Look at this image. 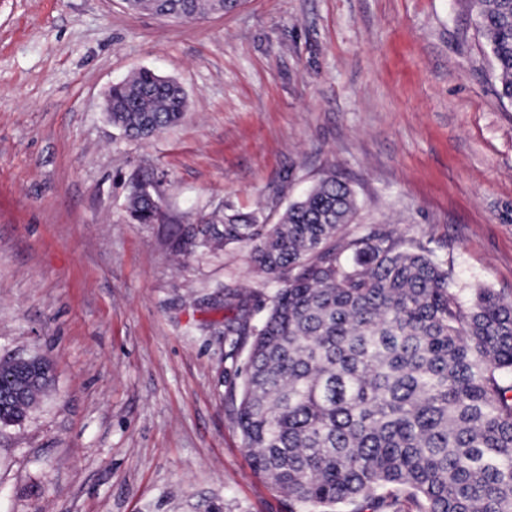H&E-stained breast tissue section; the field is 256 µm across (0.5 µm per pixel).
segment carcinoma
I'll use <instances>...</instances> for the list:
<instances>
[{"instance_id":"cac0c4a2","label":"carcinoma","mask_w":512,"mask_h":512,"mask_svg":"<svg viewBox=\"0 0 512 512\" xmlns=\"http://www.w3.org/2000/svg\"><path fill=\"white\" fill-rule=\"evenodd\" d=\"M499 96L512 101V3L473 0ZM177 18L228 11L227 0H127ZM112 125L147 139L177 124L186 94L147 68L112 85ZM134 220L157 214L128 197ZM357 202L330 174L275 224L232 208L181 241L192 252L252 245L257 272L283 283L258 325L248 298L224 335L251 339L236 424L254 470L290 512H512V298L477 288L468 300L447 265L384 229L344 239ZM0 427L21 424L54 382L0 359Z\"/></svg>"}]
</instances>
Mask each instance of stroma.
Masks as SVG:
<instances>
[{
	"label": "stroma",
	"mask_w": 512,
	"mask_h": 512,
	"mask_svg": "<svg viewBox=\"0 0 512 512\" xmlns=\"http://www.w3.org/2000/svg\"><path fill=\"white\" fill-rule=\"evenodd\" d=\"M179 82L182 120L112 127L113 83ZM465 0H242L177 23L124 0H0V357L47 358L51 391L0 429V512H290L254 473L220 288L269 299L250 245L179 249L232 207L276 223L325 172L344 234L389 228L470 298L512 297V103ZM157 186L162 216L127 210ZM128 196V209L134 220L140 224H150L156 214L159 216V207L153 193V184L148 181H137L133 183ZM144 196L145 198L138 197ZM157 209V210H156Z\"/></svg>",
	"instance_id": "35a3bbf8"
}]
</instances>
